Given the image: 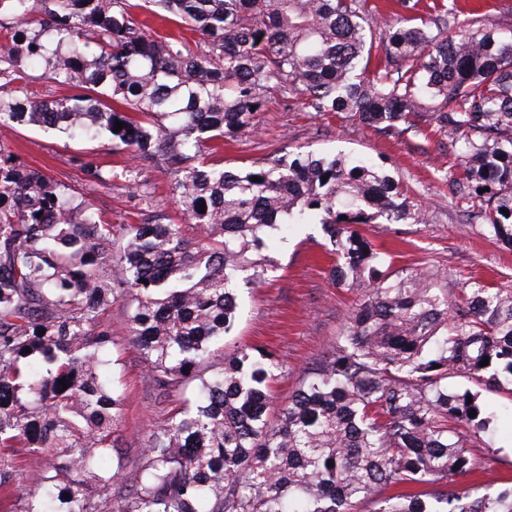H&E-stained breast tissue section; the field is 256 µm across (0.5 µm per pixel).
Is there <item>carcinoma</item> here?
<instances>
[{
  "mask_svg": "<svg viewBox=\"0 0 512 512\" xmlns=\"http://www.w3.org/2000/svg\"><path fill=\"white\" fill-rule=\"evenodd\" d=\"M399 5L373 24L367 0H144L188 38L154 35L128 0H0V130L106 140L168 175L183 217L105 221L0 141V512H512V481L455 485L479 472L469 449L493 431L481 390L512 402V289L450 294L427 267L391 277L358 226L423 216L384 164L301 149L236 169L207 158L278 95L385 133L427 112L456 155L452 195L512 250V34L475 27L478 9L457 0ZM43 79L69 95H32ZM70 162L153 208L133 170ZM311 222L331 283L359 299L278 406L284 362L224 340L239 292L275 268L267 240ZM117 302L156 389L180 396L124 481L127 394L100 375Z\"/></svg>",
  "mask_w": 512,
  "mask_h": 512,
  "instance_id": "1",
  "label": "carcinoma"
}]
</instances>
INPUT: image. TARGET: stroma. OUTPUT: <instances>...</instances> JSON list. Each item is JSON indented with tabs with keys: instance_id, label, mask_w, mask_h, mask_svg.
I'll return each mask as SVG.
<instances>
[{
	"instance_id": "1",
	"label": "stroma",
	"mask_w": 512,
	"mask_h": 512,
	"mask_svg": "<svg viewBox=\"0 0 512 512\" xmlns=\"http://www.w3.org/2000/svg\"><path fill=\"white\" fill-rule=\"evenodd\" d=\"M411 130L384 134L355 120L332 114L319 115L299 100H270L258 114L253 128L228 139L209 160L219 167H240L268 155L302 148L346 151L385 162L400 176L411 201L425 213L420 224H366L363 234L388 254L394 275L429 267L447 273L443 285L455 290L470 277L512 288V252L487 238L476 215L465 213L452 199L445 175L454 163L444 136L422 137L428 124L413 115ZM7 144L25 163H38L51 178L71 184L77 191H91L93 202L116 224H136L144 216L138 199L121 183L87 188L83 172L70 164L78 153L93 154L101 165L121 170L137 168L143 191L150 193L155 208L171 221L181 214L169 194L170 181L159 169L138 165L127 152L99 142L73 141L31 127L9 134ZM322 233L316 224H293L283 238L273 240L268 253L276 261L267 283L246 290L240 298V317L234 343L272 348L288 364L277 385V395L287 399L302 377L304 368L320 358L335 340L354 306V292L332 285L328 278L330 258L320 245ZM114 354L119 355L127 392V406L119 443L125 459H135L146 430L162 419L153 384L129 344V328L123 303H115L107 317ZM487 405L498 410L497 432L490 446L497 455L479 447L477 462L497 478H512V416L504 407L512 403L502 392L484 394ZM489 446V447H490Z\"/></svg>"
}]
</instances>
